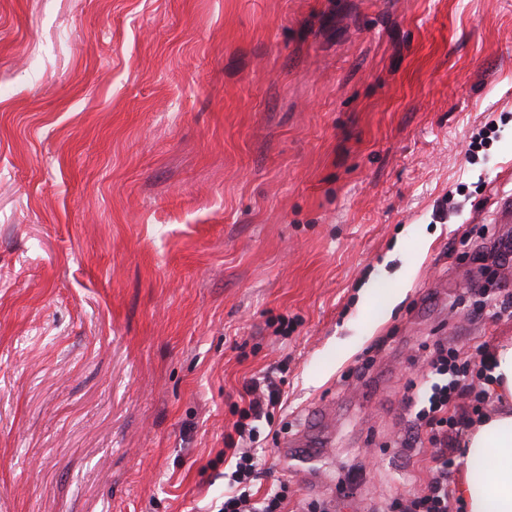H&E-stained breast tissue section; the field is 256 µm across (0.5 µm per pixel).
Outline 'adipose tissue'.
Here are the masks:
<instances>
[{
  "instance_id": "adipose-tissue-1",
  "label": "adipose tissue",
  "mask_w": 512,
  "mask_h": 512,
  "mask_svg": "<svg viewBox=\"0 0 512 512\" xmlns=\"http://www.w3.org/2000/svg\"><path fill=\"white\" fill-rule=\"evenodd\" d=\"M489 374L500 403L466 436L457 484L466 512H512V344L493 349Z\"/></svg>"
}]
</instances>
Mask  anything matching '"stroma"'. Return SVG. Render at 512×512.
I'll use <instances>...</instances> for the list:
<instances>
[{
	"mask_svg": "<svg viewBox=\"0 0 512 512\" xmlns=\"http://www.w3.org/2000/svg\"><path fill=\"white\" fill-rule=\"evenodd\" d=\"M510 196L512 0H0V512H218L282 360L262 486L419 495L427 356L512 339Z\"/></svg>",
	"mask_w": 512,
	"mask_h": 512,
	"instance_id": "obj_1",
	"label": "stroma"
}]
</instances>
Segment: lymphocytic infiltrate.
<instances>
[{"mask_svg": "<svg viewBox=\"0 0 512 512\" xmlns=\"http://www.w3.org/2000/svg\"><path fill=\"white\" fill-rule=\"evenodd\" d=\"M486 342H473L468 347L440 346L428 363L427 379L410 414L402 438L403 447L427 442L435 449L434 468L423 494L408 503L394 502L395 512H463L459 499L450 487L449 468L459 437L481 415L490 398L486 389L476 388L475 380L484 379V369L477 363L486 359ZM284 396L271 376L253 377L243 384L237 419L224 445L230 454L232 471L224 490L219 512H285V487L257 492L254 483L260 474L261 458L253 453L260 421L271 419L283 408Z\"/></svg>", "mask_w": 512, "mask_h": 512, "instance_id": "lymphocytic-infiltrate-1", "label": "lymphocytic infiltrate"}]
</instances>
